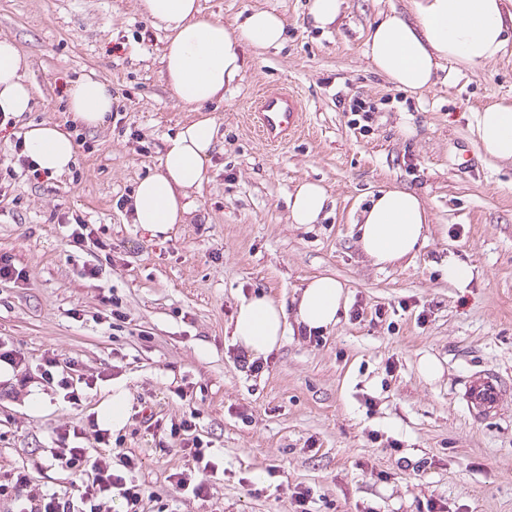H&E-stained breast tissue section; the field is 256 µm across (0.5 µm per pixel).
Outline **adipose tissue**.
Returning a JSON list of instances; mask_svg holds the SVG:
<instances>
[{"instance_id": "obj_1", "label": "adipose tissue", "mask_w": 512, "mask_h": 512, "mask_svg": "<svg viewBox=\"0 0 512 512\" xmlns=\"http://www.w3.org/2000/svg\"><path fill=\"white\" fill-rule=\"evenodd\" d=\"M139 7L168 33L162 61L170 92L198 114L166 139L158 171L139 182L131 199L134 223L157 236L185 223L194 209L192 193L200 192L209 180L207 164L216 131L214 119L202 115V108L223 99L225 88L240 78L243 46L278 45L284 23L274 12L257 10L231 30L222 21L204 18L199 0H139ZM511 41L512 7L506 0H412L411 15L393 9L372 26L365 56L396 87L420 94L435 85L445 61L466 66L488 63ZM27 69L17 45L0 39V113L12 117L29 110ZM113 105L111 88L87 77L70 91L67 110L73 121L98 127ZM472 133L485 153L511 160L512 102H494L474 112ZM75 151L71 132L56 124L29 126L23 135L24 155L44 175L67 172ZM327 199L321 184L301 182L288 197L291 223H317ZM355 223L360 250L380 268L413 257L428 232L423 202L399 187L372 196ZM347 301L343 284L330 275L307 281L291 315L269 296L244 298L233 318L232 336L252 357H264L282 344L291 324L314 332L335 325Z\"/></svg>"}]
</instances>
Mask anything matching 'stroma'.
Instances as JSON below:
<instances>
[{"label": "stroma", "instance_id": "obj_1", "mask_svg": "<svg viewBox=\"0 0 512 512\" xmlns=\"http://www.w3.org/2000/svg\"><path fill=\"white\" fill-rule=\"evenodd\" d=\"M228 27L256 10L285 22L280 45L244 46L242 75L206 107L217 135L209 180L187 223L167 237L135 224L125 200L158 170L167 136L194 119L168 90L165 32L137 0H0V38L28 57L29 112L0 125V252L26 278L0 283V342L29 365L50 353L93 382L78 403L43 387L0 402V479L28 469L42 489L72 492L51 460L54 431L99 412L122 382L130 406L156 416L200 414L219 467L206 500L180 499L168 475L184 459L128 419L118 452L141 459L150 512H289L288 490L311 489L312 512H512V160L488 158L471 117L512 101V44L495 61L446 62L435 86L410 94L371 67L370 28L410 0H344L336 23H311L309 0H200ZM92 75L112 87L113 114L83 128L69 172L33 175L14 144L28 125H66L68 92ZM293 90L303 126L286 142L262 141L253 119L263 89ZM374 110L366 129L348 103ZM304 181L330 196L315 224L288 221ZM400 187L423 201L428 238L415 257L369 263L354 220L370 194ZM94 225L111 256L67 246L58 225ZM472 271L448 283L449 262ZM99 265L97 278L82 267ZM341 280L349 303L320 343L291 327L257 372L241 369L231 320L259 293L294 307L313 277ZM123 299L113 322L102 298ZM432 355L444 373L423 379ZM493 369L509 388L495 417L473 423L458 397L470 373ZM428 459L425 470L412 463Z\"/></svg>", "mask_w": 512, "mask_h": 512}]
</instances>
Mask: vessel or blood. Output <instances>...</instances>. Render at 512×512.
<instances>
[{
  "instance_id": "obj_1",
  "label": "vessel or blood",
  "mask_w": 512,
  "mask_h": 512,
  "mask_svg": "<svg viewBox=\"0 0 512 512\" xmlns=\"http://www.w3.org/2000/svg\"><path fill=\"white\" fill-rule=\"evenodd\" d=\"M256 104V122L265 142L279 143L298 131L302 106L292 92L267 89L258 95ZM506 391L507 384L498 372L485 370L470 375L463 398L472 419L478 422L495 414Z\"/></svg>"
}]
</instances>
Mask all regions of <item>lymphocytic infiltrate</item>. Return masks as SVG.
<instances>
[{
	"mask_svg": "<svg viewBox=\"0 0 512 512\" xmlns=\"http://www.w3.org/2000/svg\"><path fill=\"white\" fill-rule=\"evenodd\" d=\"M0 363L7 365L12 379L0 381V398L19 399L32 378L41 384L57 385L67 399L79 401L81 379L71 373H59L57 358L45 357L36 373H29L24 357L15 350L0 351ZM147 428L168 433L186 459L185 470L175 473L171 485L177 495L205 498L208 494L209 477L218 473L210 453V443L203 439L198 423L197 410L183 413L177 420L164 423L153 415L136 410ZM51 456L60 466L73 475L78 483L76 494L47 492L33 486L26 470L16 471L10 483H0V499L9 500L11 512H102V501L114 496L122 498L128 512H144V504L152 493L138 477L141 460L113 454L111 435L99 428L94 417L76 425L57 428L56 446Z\"/></svg>",
	"mask_w": 512,
	"mask_h": 512,
	"instance_id": "obj_1",
	"label": "lymphocytic infiltrate"
}]
</instances>
